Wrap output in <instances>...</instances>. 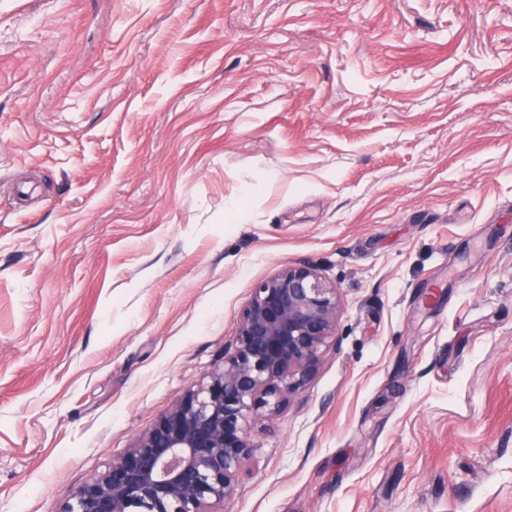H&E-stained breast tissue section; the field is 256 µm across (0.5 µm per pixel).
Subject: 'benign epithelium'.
I'll list each match as a JSON object with an SVG mask.
<instances>
[{
    "label": "benign epithelium",
    "instance_id": "benign-epithelium-1",
    "mask_svg": "<svg viewBox=\"0 0 512 512\" xmlns=\"http://www.w3.org/2000/svg\"><path fill=\"white\" fill-rule=\"evenodd\" d=\"M341 310L339 288L309 264L259 283L237 316L222 367L60 512H214L233 497L251 455L247 415L278 412L308 383Z\"/></svg>",
    "mask_w": 512,
    "mask_h": 512
}]
</instances>
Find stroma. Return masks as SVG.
Returning a JSON list of instances; mask_svg holds the SVG:
<instances>
[{"mask_svg":"<svg viewBox=\"0 0 512 512\" xmlns=\"http://www.w3.org/2000/svg\"><path fill=\"white\" fill-rule=\"evenodd\" d=\"M343 310L224 512H512V0H0V512Z\"/></svg>","mask_w":512,"mask_h":512,"instance_id":"1","label":"stroma"}]
</instances>
